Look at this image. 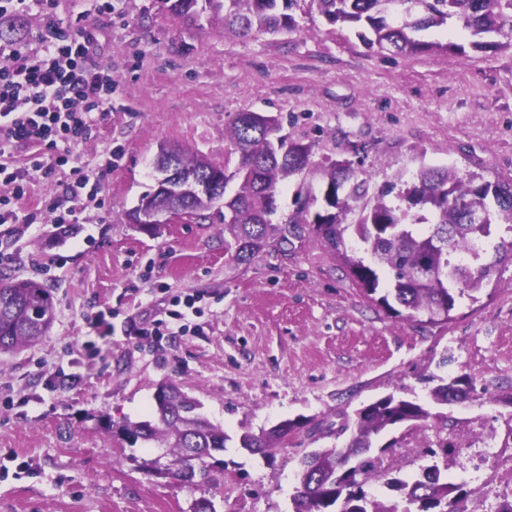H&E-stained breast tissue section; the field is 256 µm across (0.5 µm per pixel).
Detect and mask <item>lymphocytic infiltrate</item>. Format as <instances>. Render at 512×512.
Masks as SVG:
<instances>
[{
	"label": "lymphocytic infiltrate",
	"mask_w": 512,
	"mask_h": 512,
	"mask_svg": "<svg viewBox=\"0 0 512 512\" xmlns=\"http://www.w3.org/2000/svg\"><path fill=\"white\" fill-rule=\"evenodd\" d=\"M41 17L37 35L0 43V241L25 234L41 221V210L21 212L31 173L53 179L67 171L69 202L53 201L52 222L63 228L78 223L72 202L97 200L100 181L76 153L97 135L112 109V68L89 61L92 31L65 23L56 0H0V23H13L30 12ZM25 153L24 164L15 156Z\"/></svg>",
	"instance_id": "f902f5d3"
}]
</instances>
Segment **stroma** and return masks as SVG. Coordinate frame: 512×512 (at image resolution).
Returning <instances> with one entry per match:
<instances>
[{"label": "stroma", "instance_id": "stroma-1", "mask_svg": "<svg viewBox=\"0 0 512 512\" xmlns=\"http://www.w3.org/2000/svg\"><path fill=\"white\" fill-rule=\"evenodd\" d=\"M113 5L109 15L98 0L60 7L67 19L81 12L95 60L112 65V110L80 149L90 168L112 164L103 204L66 237L51 221L33 225L0 262V273L47 285L55 314L41 342L0 352V512H193L203 497L216 512H292L300 457L342 445L356 409L389 394L422 399L430 376L465 374L483 396L448 406L443 422L383 433L384 473L367 491L396 500L390 479L413 477L421 451L444 442L440 468L466 482L465 512H497L512 496V260L459 297L450 322L421 323L365 297L316 235L243 264L216 210L152 232L126 212L154 186L160 144L224 163L235 156L227 128L247 111L282 116L284 133L310 145L314 212L324 166L344 158H363L373 194L424 166L511 180L512 51L470 50L452 23L421 37L465 53H372L355 28L305 5L292 32L250 39L205 15L188 23L168 0ZM186 294L201 301L185 335H142ZM100 312L112 324L104 338L89 328ZM165 381L228 436L209 481L144 474L155 449L107 428L145 419ZM286 420L292 443L240 448L243 431Z\"/></svg>", "mask_w": 512, "mask_h": 512}]
</instances>
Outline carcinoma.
I'll use <instances>...</instances> for the list:
<instances>
[{
    "mask_svg": "<svg viewBox=\"0 0 512 512\" xmlns=\"http://www.w3.org/2000/svg\"><path fill=\"white\" fill-rule=\"evenodd\" d=\"M301 0H172L170 10L193 18L208 10L212 18L239 37L259 33H287L294 29L290 10ZM393 0H310L331 25L360 28L358 37L368 49L414 55L434 49L458 50L455 43L426 42L416 34L456 20L470 38L475 51L512 49V0H401L407 4L401 20L388 21ZM280 119L257 112H239L231 121L229 135L238 153L234 170L205 156L182 148L168 150V164L185 181H206L211 194L175 195L150 191L140 197L155 213L203 212L224 203V230L234 238L236 258L244 263L256 254L274 249L288 254L293 240L315 233L348 267L356 286L367 296L377 292L379 275L371 265L349 255L361 244L375 264L388 275L398 304L407 317L421 314L433 323L450 318L456 296L477 292L497 264L512 255V244L498 245L493 252L480 246L472 224L483 212L488 223L496 219L512 223V184L463 181L446 167H423L414 182L399 194L406 208L385 201L386 193L365 202L369 185L355 179L354 162L337 160L324 168L326 179L323 210L309 215L310 194L299 186L296 212L279 224L277 211L280 185L302 174L311 165V149L282 134ZM239 182L238 191L225 197L228 184ZM417 209L421 214L411 213ZM357 218L348 221V216ZM471 251L463 262L457 254ZM54 317L53 296L33 279L0 275V351L35 344L45 337ZM473 380L460 375L440 383L428 394L429 402L388 395L358 409L349 433L340 447L316 448L299 459V486L292 497L293 512H459L462 485L441 476L436 464L422 468L417 478L393 479L388 486L400 500L386 503L371 497L364 486L379 478L377 461L370 455L377 436L410 422L438 419L429 406L462 403L475 394ZM197 400L173 382L162 384L154 406L145 419L127 422L120 433L132 443L141 442L168 450L167 473L179 476L181 465L192 462L209 475L208 460L224 450L227 437L201 413ZM291 422H281L259 435L243 433L240 447L259 451L288 438ZM416 506L412 511L409 506Z\"/></svg>",
    "mask_w": 512,
    "mask_h": 512,
    "instance_id": "cac0c4a2",
    "label": "carcinoma"
}]
</instances>
